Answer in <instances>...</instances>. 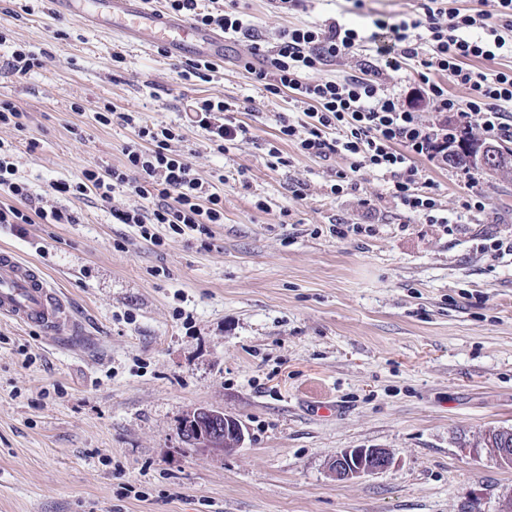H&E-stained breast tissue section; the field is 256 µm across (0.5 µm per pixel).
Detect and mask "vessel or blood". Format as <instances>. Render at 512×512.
<instances>
[{
  "mask_svg": "<svg viewBox=\"0 0 512 512\" xmlns=\"http://www.w3.org/2000/svg\"><path fill=\"white\" fill-rule=\"evenodd\" d=\"M139 0H89L87 17L98 26L119 25L127 36H149L169 51L192 48L216 64L224 62V36L192 27L182 17L140 8ZM0 318L31 327L55 342L70 344L82 334L80 323L61 293L52 287L34 262L20 260L6 246L0 247Z\"/></svg>",
  "mask_w": 512,
  "mask_h": 512,
  "instance_id": "b4317fda",
  "label": "vessel or blood"
}]
</instances>
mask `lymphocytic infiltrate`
I'll list each match as a JSON object with an SVG mask.
<instances>
[{"label":"lymphocytic infiltrate","mask_w":512,"mask_h":512,"mask_svg":"<svg viewBox=\"0 0 512 512\" xmlns=\"http://www.w3.org/2000/svg\"><path fill=\"white\" fill-rule=\"evenodd\" d=\"M167 12L193 24L223 31L225 38L244 41L248 53L238 64L266 92H288L300 104L304 119L291 123L280 118L278 138L295 143L305 155L339 156L349 162L338 170L331 194L354 188L363 170L392 178V194L410 212L437 223L440 205L432 184L422 179L415 158H447L450 143L481 133L486 139L512 141V71L488 74L470 66V59L495 60L512 39V0H483L474 15L448 10L443 0H423L415 16L392 25L384 65L366 59L367 44L377 34L336 21L281 30L273 40L255 36L237 4L224 0H164ZM338 59L357 62L354 74L340 81L317 78L326 63ZM416 63L417 76L429 105L421 113L389 91L385 80ZM467 92L449 93V86ZM136 138L124 149L125 167L87 168L78 181L55 184L60 194H93L110 203L116 191L139 200L138 206L111 210L116 224L141 225L150 238V225L165 224L175 234L192 230L207 234L210 225L224 221V200L212 182L198 176L192 163L171 147L179 135L167 125L142 126L133 113L122 115ZM192 121L204 129L218 150L246 141L251 127L236 118L232 106L220 97L195 101ZM0 190L14 198L0 207V224H72L69 211L51 206L25 211L32 198L26 183L15 177V165L0 148Z\"/></svg>","instance_id":"lymphocytic-infiltrate-1"}]
</instances>
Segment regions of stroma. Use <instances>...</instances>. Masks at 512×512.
Listing matches in <instances>:
<instances>
[{
    "mask_svg": "<svg viewBox=\"0 0 512 512\" xmlns=\"http://www.w3.org/2000/svg\"><path fill=\"white\" fill-rule=\"evenodd\" d=\"M421 0H314L279 12L245 0L255 31L335 19L365 32L416 14ZM0 36L44 51L19 77L0 68V99L25 114L0 127L16 177L34 199L67 209L74 224H0V246L36 262L68 298L85 338L60 345L0 320V512H499L512 468L483 446L512 429V178L418 160L448 225L427 223L391 194L392 178L365 171L343 196L329 189L342 158L296 144L268 165L279 115L303 117L237 65L189 84L149 41L127 40L81 14L35 0L23 12L0 0ZM222 97L244 106L250 141L217 151L189 122L187 101ZM118 110L96 120L103 104ZM140 125L178 127L174 147L215 190L224 221L210 235L116 224V192L60 196L54 183L87 167H123ZM478 191L486 210L462 212ZM365 233L339 238L335 223ZM332 415L317 413L320 403ZM241 421L246 440L213 454L187 445L184 417L199 408ZM346 448H383L381 472L353 480L331 469Z\"/></svg>",
    "mask_w": 512,
    "mask_h": 512,
    "instance_id": "obj_1",
    "label": "stroma"
}]
</instances>
